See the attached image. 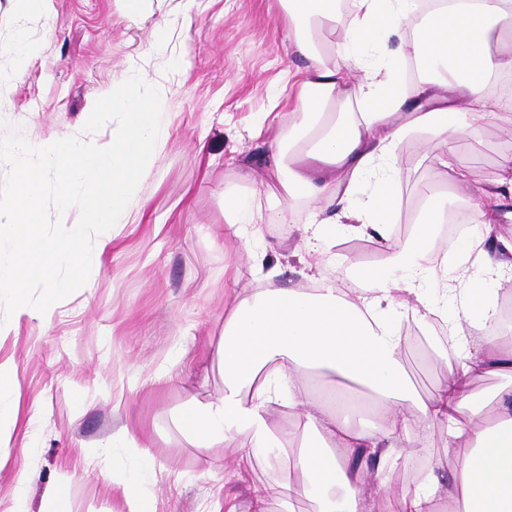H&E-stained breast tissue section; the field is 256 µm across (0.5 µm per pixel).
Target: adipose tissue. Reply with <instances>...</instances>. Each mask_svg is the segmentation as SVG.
<instances>
[{"label":"adipose tissue","instance_id":"1","mask_svg":"<svg viewBox=\"0 0 512 512\" xmlns=\"http://www.w3.org/2000/svg\"><path fill=\"white\" fill-rule=\"evenodd\" d=\"M279 4L297 52L308 61L305 70L286 76L294 116L288 145L298 148L302 165L284 172L275 152L268 169L286 199L340 195L361 204L334 218L310 212L311 249L324 255L315 287L273 286V267L264 283L225 309L219 347L224 392L208 405L183 407L178 429L194 447L236 448L244 465L261 462L273 469V476L250 485L246 512H294L301 498L312 502L314 512H369L384 471L366 478L359 465L388 461L443 427L464 445V454L447 486L426 470L402 495L398 512H440L447 501L452 512H512V329L486 338L478 351L469 348L473 331L498 321L490 284L512 269V239H501L495 252L485 248L500 224L512 222V150L501 154L493 177L476 186L466 170L450 165L460 144L492 119L512 114V88L491 89L493 79L512 76V0H435L428 11L421 0H351L345 16L337 14L336 0ZM417 14L422 20L413 57L421 74L408 83L399 65L383 71L379 64L388 57L389 36ZM328 24L340 25L344 35L323 46L319 40ZM357 69L368 75L359 88L361 110L338 117L333 108L348 97ZM418 129L433 135L437 164L470 189L466 220L475 231L441 248L435 242L448 208L436 194L425 202L410 236L393 238L398 151ZM224 219L235 238L249 243L259 240L261 223L284 224L288 214L273 210L256 221L249 197L228 188ZM340 233L383 243L380 263L359 267L329 253ZM334 269L357 282L353 297L331 278ZM447 306L457 338L452 351L440 354L448 377L416 417L403 409L412 391L395 321L410 315L426 326ZM479 372L507 381L487 399L471 388ZM309 373L320 379L312 390L304 385ZM353 393L372 398L373 428L350 421ZM283 399L286 427L271 419ZM321 433L327 442L318 441ZM125 444L138 460L112 484L125 512H151L144 477L155 462L129 432L113 434V447Z\"/></svg>","mask_w":512,"mask_h":512}]
</instances>
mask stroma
<instances>
[{
    "instance_id": "1",
    "label": "stroma",
    "mask_w": 512,
    "mask_h": 512,
    "mask_svg": "<svg viewBox=\"0 0 512 512\" xmlns=\"http://www.w3.org/2000/svg\"><path fill=\"white\" fill-rule=\"evenodd\" d=\"M277 0H147L142 17H126L117 0H52L49 11L18 15L0 0V76L11 89L0 97V135L18 131L27 141L80 137L96 100L138 71L165 91L169 134L151 171L130 202L135 216L114 225L91 289L62 300L52 320L38 312L11 316L0 337V361L20 371L16 420L0 421V512L25 495L29 512H42L47 490L69 478L71 512H122L112 488L113 467L133 463L130 448L112 447L128 428L151 437L158 463L147 478L154 512H208L219 495L248 499L266 469L238 467L231 450L191 447L176 427L181 409L207 405L224 391L217 349L224 308L241 289L254 287L255 260L224 231V188L239 186L261 212L288 208V221L263 227L266 265H279L277 286L311 287L320 256L306 251L301 226L306 209L289 207L266 169L273 142H287L286 101L271 88L287 69L304 66L279 20ZM167 20L165 50L148 36ZM24 39L36 51L16 73L10 49ZM477 144H461L454 167L472 183L489 179L502 152L512 149V117L483 127ZM436 144L425 130L412 133L397 159L394 237L411 234L421 216L424 177L434 172L436 192L449 208L463 190L450 188L436 164ZM442 322L405 320L402 358L414 402L428 399L448 376L437 352L447 349ZM463 452L447 430L411 449L413 464L384 466L390 500L434 467L447 481ZM32 472L17 490L18 469Z\"/></svg>"
}]
</instances>
